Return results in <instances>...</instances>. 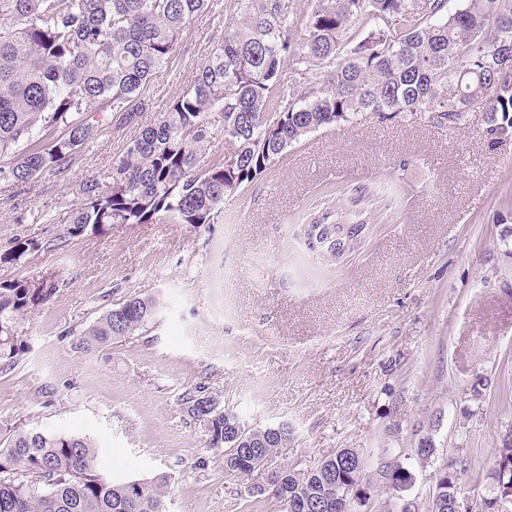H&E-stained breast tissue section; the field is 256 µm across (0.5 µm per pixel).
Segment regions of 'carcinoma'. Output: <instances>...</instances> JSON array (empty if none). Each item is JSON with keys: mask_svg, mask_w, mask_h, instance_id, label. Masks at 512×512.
Segmentation results:
<instances>
[{"mask_svg": "<svg viewBox=\"0 0 512 512\" xmlns=\"http://www.w3.org/2000/svg\"><path fill=\"white\" fill-rule=\"evenodd\" d=\"M316 0L288 11L283 0H230L240 20L197 68L154 125L117 157L101 181L79 185L81 202L66 212L67 233L103 235L114 224H216L224 201L253 183L310 134L363 113L382 121L425 116L455 128L485 114L484 136L512 143V0ZM209 0H0V176L26 185L65 169L95 139L108 112L135 116L131 102L164 69ZM383 27L352 44L360 20ZM290 70L284 77V69ZM224 118L232 148L211 151L209 114ZM63 129L54 137L52 130ZM351 207L327 209L316 226L358 224L352 246L373 217ZM38 243L18 239L0 263L20 260ZM57 289L49 277L0 283V372L13 369L26 343L17 327ZM162 300L132 297L113 305L78 345L96 349L140 336ZM191 419L204 416L208 447L224 452V470L251 478L263 466L260 441L229 451L238 419L224 415L205 387L184 392ZM87 438L18 427L0 446V512H165L170 477L115 482L98 467ZM512 467V427L487 478ZM383 477L412 479L401 464ZM365 478L348 448L317 465L279 469L269 491L282 512H342ZM457 477L436 480L429 512H447ZM463 512H504L491 498L460 499Z\"/></svg>", "mask_w": 512, "mask_h": 512, "instance_id": "carcinoma-1", "label": "carcinoma"}]
</instances>
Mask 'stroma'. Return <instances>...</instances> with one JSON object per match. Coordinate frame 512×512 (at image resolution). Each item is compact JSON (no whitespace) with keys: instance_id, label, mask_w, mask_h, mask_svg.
<instances>
[{"instance_id":"1","label":"stroma","mask_w":512,"mask_h":512,"mask_svg":"<svg viewBox=\"0 0 512 512\" xmlns=\"http://www.w3.org/2000/svg\"><path fill=\"white\" fill-rule=\"evenodd\" d=\"M210 0L174 56L144 86L132 122L111 114L63 173L0 179V253L37 240L0 282L54 274L56 292L20 325L28 346L0 373V443L15 427L87 437L113 480L170 477L166 512H281L225 474L179 396L204 385L251 428L288 424L271 464L300 469L355 448L367 482L353 512H427L440 472L462 497H493L490 469L512 424V147L491 145L482 113L454 129L427 120L318 131L224 203L219 223L116 224L67 234L60 214L80 182L116 158L195 80L237 17ZM376 194L385 224L338 259L306 249L301 224ZM39 223H18L20 214ZM161 295L143 335L84 351L78 333L112 304ZM480 400H472L473 388ZM432 438L425 460L414 450ZM414 482L392 488L381 466Z\"/></svg>"}]
</instances>
